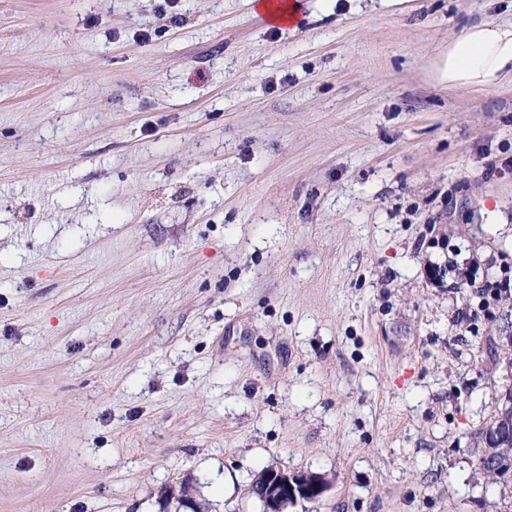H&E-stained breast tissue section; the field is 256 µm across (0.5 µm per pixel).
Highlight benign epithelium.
I'll return each mask as SVG.
<instances>
[{
  "label": "benign epithelium",
  "mask_w": 512,
  "mask_h": 512,
  "mask_svg": "<svg viewBox=\"0 0 512 512\" xmlns=\"http://www.w3.org/2000/svg\"><path fill=\"white\" fill-rule=\"evenodd\" d=\"M427 278L433 285H444L448 278V263L430 265ZM253 487L255 496L263 504V512H285L291 504L319 499L327 482L314 473H288L280 468H268L258 475Z\"/></svg>",
  "instance_id": "obj_1"
}]
</instances>
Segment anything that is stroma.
I'll return each mask as SVG.
<instances>
[{
    "label": "stroma",
    "mask_w": 512,
    "mask_h": 512,
    "mask_svg": "<svg viewBox=\"0 0 512 512\" xmlns=\"http://www.w3.org/2000/svg\"><path fill=\"white\" fill-rule=\"evenodd\" d=\"M512 0H0V512H512V83L431 62ZM476 264L475 281L444 260ZM257 13L264 15L269 21L278 25L294 23L298 18L299 4L294 0L274 5L271 0H250ZM511 418V411L503 412L502 408H499L498 413L495 415L494 421L491 422L489 427L482 431L481 440L483 441V438L485 439V447L482 448L481 454L478 457V466L486 473L492 475L499 481H503L506 484L511 483L512 481V422L508 425V435L510 438L507 441H505V445H509L510 447H504L501 448V445L503 444V437L504 432L503 428L499 427L497 425L500 421L502 423H505V420H509ZM497 425L496 427H494ZM494 427L491 431H489L487 434V430ZM486 434V437H485ZM489 448H495L494 452H491ZM492 454L495 458L496 462L495 465H490L489 461L487 460V456L489 454ZM263 512H284L288 505L319 499L327 482L314 473H288L280 468L262 471L253 482Z\"/></svg>",
    "instance_id": "stroma-1"
}]
</instances>
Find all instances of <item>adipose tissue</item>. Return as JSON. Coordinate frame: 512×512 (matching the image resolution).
Segmentation results:
<instances>
[{
	"instance_id": "ef3b65f1",
	"label": "adipose tissue",
	"mask_w": 512,
	"mask_h": 512,
	"mask_svg": "<svg viewBox=\"0 0 512 512\" xmlns=\"http://www.w3.org/2000/svg\"><path fill=\"white\" fill-rule=\"evenodd\" d=\"M433 68L436 80L452 89L483 93L512 82V20L461 27Z\"/></svg>"
}]
</instances>
